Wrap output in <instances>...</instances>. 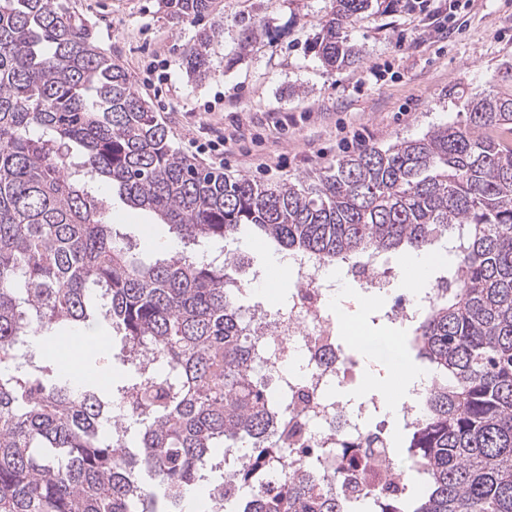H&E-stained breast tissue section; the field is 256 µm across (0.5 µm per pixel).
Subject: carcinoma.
<instances>
[{"instance_id":"carcinoma-1","label":"carcinoma","mask_w":512,"mask_h":512,"mask_svg":"<svg viewBox=\"0 0 512 512\" xmlns=\"http://www.w3.org/2000/svg\"><path fill=\"white\" fill-rule=\"evenodd\" d=\"M373 0H332L315 49L329 66L359 55L341 30ZM195 22L213 0H161ZM220 24L195 33L185 69L211 76ZM512 94L478 97L465 121L342 156L312 183L230 179L173 148L128 72L62 0H0V512H171L205 480L217 441L278 448L277 403L251 367L255 333L233 289L234 262L183 254L153 264L102 221L88 186L105 181L186 244L237 240L248 224L285 251L324 262L423 252L458 226L453 287L414 327L433 381L408 452L423 489L413 512H512ZM107 325L164 369L128 363L105 400L24 358L32 329L55 339ZM134 430L101 432L112 402ZM151 474L162 496L135 485ZM239 512H347L341 497L284 474L247 479ZM372 512H405L371 492Z\"/></svg>"}]
</instances>
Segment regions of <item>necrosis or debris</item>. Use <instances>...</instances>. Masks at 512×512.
Masks as SVG:
<instances>
[{"label":"necrosis or debris","mask_w":512,"mask_h":512,"mask_svg":"<svg viewBox=\"0 0 512 512\" xmlns=\"http://www.w3.org/2000/svg\"><path fill=\"white\" fill-rule=\"evenodd\" d=\"M293 288L287 310L269 309L265 302L247 308L252 327L266 349L252 368L260 378L270 376L276 388L288 390V413L300 431L288 448V466H267L252 454L238 457L240 469L252 471L260 486L274 485L283 472H297L303 461L319 459L318 472L326 490L341 492L354 478L389 496L401 495L404 478L393 461L377 465L364 441L379 432L372 419L381 411L376 399L345 397L349 358L341 337L361 333L363 326L340 320L331 311L336 282L344 279L367 294L389 289L390 278L374 263L336 266L293 256Z\"/></svg>","instance_id":"necrosis-or-debris-1"}]
</instances>
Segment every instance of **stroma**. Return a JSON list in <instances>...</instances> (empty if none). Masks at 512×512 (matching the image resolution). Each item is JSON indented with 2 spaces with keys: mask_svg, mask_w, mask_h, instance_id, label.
<instances>
[{
  "mask_svg": "<svg viewBox=\"0 0 512 512\" xmlns=\"http://www.w3.org/2000/svg\"><path fill=\"white\" fill-rule=\"evenodd\" d=\"M87 20L96 44L124 65L155 112L174 148L231 177L258 182L306 181L336 158L396 138H419L441 125L461 122L477 96L512 90V0H395L383 14L365 12L344 31L360 58L324 65L313 46L331 0H216L222 30L210 52L211 77H189L182 57L195 26L178 21L158 0H67ZM263 22L256 39L240 47L243 26ZM253 122L250 139L226 151L211 150L232 120ZM270 170L254 166L255 159ZM105 223L114 225L151 263L180 250L176 235L150 212L134 210L107 193ZM405 249L379 253L375 261L393 280L380 296H352L343 306L364 322L361 346L350 349L355 385L368 395L366 368L378 380L396 378L397 366L415 352L389 341L395 327L383 320L406 291ZM106 351L97 353L102 398L127 378L123 338L105 329Z\"/></svg>",
  "mask_w": 512,
  "mask_h": 512,
  "instance_id": "35a3bbf8",
  "label": "stroma"
}]
</instances>
